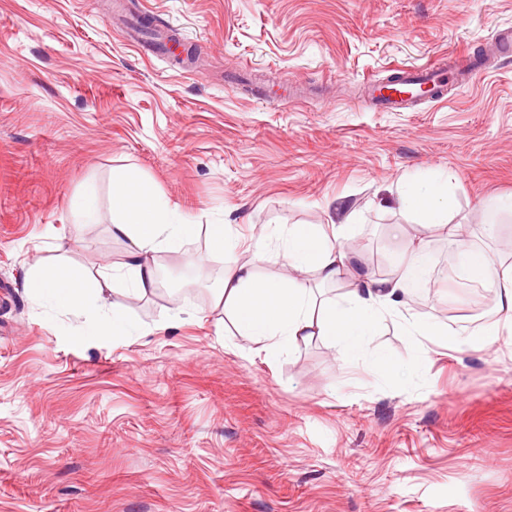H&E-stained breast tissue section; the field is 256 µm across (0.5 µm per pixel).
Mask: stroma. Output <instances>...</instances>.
<instances>
[{"instance_id":"35a3bbf8","label":"stroma","mask_w":512,"mask_h":512,"mask_svg":"<svg viewBox=\"0 0 512 512\" xmlns=\"http://www.w3.org/2000/svg\"><path fill=\"white\" fill-rule=\"evenodd\" d=\"M123 6L174 30L194 70L130 46L112 0H0V512H512L511 338L458 351L387 315L357 356L323 339L273 354L224 326V260L201 236L152 256L194 293L122 299L137 335H90L25 288L37 264L122 261L108 210L77 239L73 206L126 168L228 225L242 260L263 228L349 222L377 278L405 246L390 226L414 221L405 181L440 172L502 254L512 62L410 112L372 110L364 83L484 51L512 0ZM424 245L429 324L469 330L475 300L438 269L453 244Z\"/></svg>"}]
</instances>
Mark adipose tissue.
<instances>
[{
    "label": "adipose tissue",
    "mask_w": 512,
    "mask_h": 512,
    "mask_svg": "<svg viewBox=\"0 0 512 512\" xmlns=\"http://www.w3.org/2000/svg\"><path fill=\"white\" fill-rule=\"evenodd\" d=\"M398 204L415 217L417 225L398 224L392 229L394 237L408 242L392 277L377 279L358 270V248L343 244L344 227L334 223L272 229V237L280 240L283 255L295 272L289 281L259 278L248 261L225 264L219 294L236 332L268 343L273 351L284 343L293 348L317 338L329 339L349 356L365 351L367 336L387 315L398 318L410 334L429 332V324L404 303L405 297L425 287L429 280V255L415 233L421 227L440 229L449 240L460 244L462 275L485 283L498 299L500 318L496 323L484 330L449 334V347L482 349L499 337L511 336L512 263L496 262L484 249L467 245L471 227L455 217L448 180L435 175L407 181ZM109 211L112 236L127 243L119 267H103L92 273L79 266L45 263L33 268L28 279L31 294L52 307L76 317L96 316L91 329L95 336L121 337L135 332V324L113 303L111 295L116 292L140 299L153 293L157 276L152 254L201 234L207 239L209 254L222 256L240 247L226 225L201 226L182 220L152 184L131 169L113 171ZM309 273L323 284L351 273L355 284L339 299L322 302L304 280Z\"/></svg>",
    "instance_id": "adipose-tissue-1"
}]
</instances>
